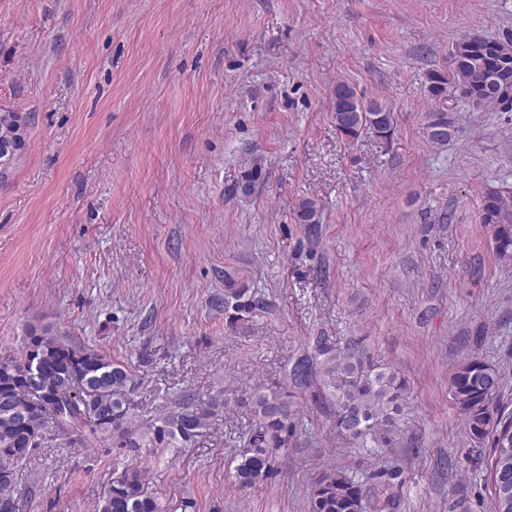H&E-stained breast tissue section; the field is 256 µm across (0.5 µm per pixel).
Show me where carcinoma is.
Returning a JSON list of instances; mask_svg holds the SVG:
<instances>
[{"instance_id":"carcinoma-1","label":"carcinoma","mask_w":512,"mask_h":512,"mask_svg":"<svg viewBox=\"0 0 512 512\" xmlns=\"http://www.w3.org/2000/svg\"><path fill=\"white\" fill-rule=\"evenodd\" d=\"M446 72L428 75L429 92L436 101L424 135L433 144L448 142V108L500 107L504 88L512 90V40L478 37V43L460 51L453 45ZM332 116L336 130L355 140L367 129L382 138L394 133V112L385 104L366 100L345 82L333 88ZM302 224L319 223L317 203H299ZM494 258L512 263V218L488 224ZM273 302L247 288L224 289V316L229 327L255 315L269 313ZM41 363L39 380H31L33 359ZM290 377L299 388L319 386L331 411L336 434L358 448L377 453L393 448L399 436L398 420L408 391L405 380L382 371L356 344L344 348L333 337L314 338L312 350L294 362ZM500 384L498 369L473 358L461 364L451 382L452 398L473 440L491 439L490 472L493 512H512V412L492 402ZM137 382L129 366L100 351L76 345L50 327L31 328L23 352L0 357V402L10 401L24 411L15 419L0 405V504L16 505V470L47 433L69 443L106 453L186 448L198 441L208 420L224 408V391L202 397L184 394L173 410L144 428L134 425ZM252 421L237 437L233 478L241 489L271 479L276 458L290 448L301 431L293 394L282 387H260L251 397ZM363 483L343 471L331 470L316 483L309 512H363ZM97 512H162L157 499L144 490L138 470H125L103 492Z\"/></svg>"}]
</instances>
